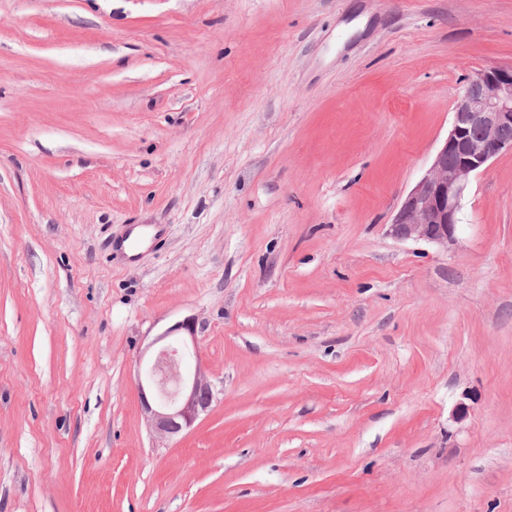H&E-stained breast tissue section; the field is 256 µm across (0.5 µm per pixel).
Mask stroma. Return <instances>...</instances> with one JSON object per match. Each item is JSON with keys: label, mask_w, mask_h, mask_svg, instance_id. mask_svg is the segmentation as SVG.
I'll return each mask as SVG.
<instances>
[{"label": "stroma", "mask_w": 512, "mask_h": 512, "mask_svg": "<svg viewBox=\"0 0 512 512\" xmlns=\"http://www.w3.org/2000/svg\"><path fill=\"white\" fill-rule=\"evenodd\" d=\"M493 66L512 0H0V512H512V154L389 233ZM136 228H140V230L134 233ZM161 232V224H132L125 237V240H128V251L130 252V255L127 256L128 261L136 262L140 258L142 250L152 248L159 240ZM161 344L139 384L145 418L157 438L172 440L189 433L213 400L210 382L200 366L193 373L180 370V352L197 353L196 320L187 317L169 327L152 343ZM152 394L154 404L147 397Z\"/></svg>", "instance_id": "1"}]
</instances>
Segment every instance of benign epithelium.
Listing matches in <instances>:
<instances>
[{
    "instance_id": "obj_1",
    "label": "benign epithelium",
    "mask_w": 512,
    "mask_h": 512,
    "mask_svg": "<svg viewBox=\"0 0 512 512\" xmlns=\"http://www.w3.org/2000/svg\"><path fill=\"white\" fill-rule=\"evenodd\" d=\"M512 152V67H490L469 77L457 97L454 120L430 168L402 201L390 235L446 249L455 242L461 200L471 176ZM160 345L145 383L139 384L145 418L157 438L189 433L208 411L213 390L201 367L180 370V353L198 351L196 320L187 317L155 338Z\"/></svg>"
}]
</instances>
